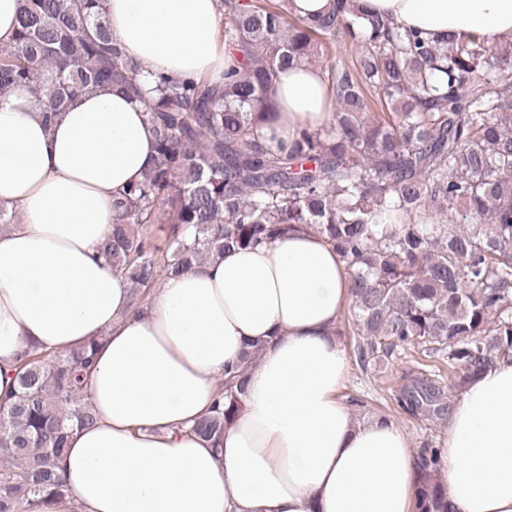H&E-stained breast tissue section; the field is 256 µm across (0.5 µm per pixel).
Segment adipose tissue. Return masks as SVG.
Listing matches in <instances>:
<instances>
[{
	"label": "adipose tissue",
	"mask_w": 512,
	"mask_h": 512,
	"mask_svg": "<svg viewBox=\"0 0 512 512\" xmlns=\"http://www.w3.org/2000/svg\"><path fill=\"white\" fill-rule=\"evenodd\" d=\"M431 36L512 41V0H355ZM114 39L144 73L222 76L220 0H105ZM278 136L330 119L323 74H281ZM145 107L117 89L46 120L29 88L0 100V395L19 357L97 340L86 391L95 422L60 462L68 490L36 512H416L420 477L392 420H358L339 397L348 360L336 334L348 301L342 262L309 231L211 256L164 278L148 307L98 256L112 198L154 154ZM261 345L218 440L189 431L226 365ZM437 478L455 512H512V363L471 379L448 416Z\"/></svg>",
	"instance_id": "1"
}]
</instances>
